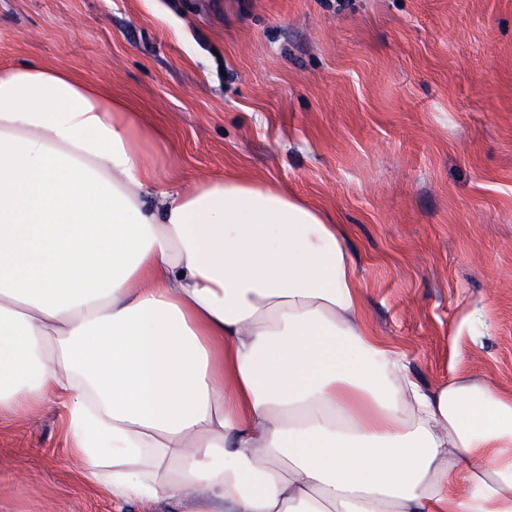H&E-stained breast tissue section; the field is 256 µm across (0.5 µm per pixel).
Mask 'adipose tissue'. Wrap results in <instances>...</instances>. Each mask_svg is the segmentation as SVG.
I'll use <instances>...</instances> for the list:
<instances>
[{
	"instance_id": "obj_1",
	"label": "adipose tissue",
	"mask_w": 512,
	"mask_h": 512,
	"mask_svg": "<svg viewBox=\"0 0 512 512\" xmlns=\"http://www.w3.org/2000/svg\"><path fill=\"white\" fill-rule=\"evenodd\" d=\"M144 140L95 84L0 73V416L62 404L86 476L169 512H512V394L423 388L321 209L158 184Z\"/></svg>"
}]
</instances>
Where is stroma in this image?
I'll return each mask as SVG.
<instances>
[{
  "label": "stroma",
  "instance_id": "obj_1",
  "mask_svg": "<svg viewBox=\"0 0 512 512\" xmlns=\"http://www.w3.org/2000/svg\"><path fill=\"white\" fill-rule=\"evenodd\" d=\"M22 62L128 100L161 182L318 206L421 385L512 392V0H0ZM62 420L0 418V512H165L94 490Z\"/></svg>",
  "mask_w": 512,
  "mask_h": 512
}]
</instances>
